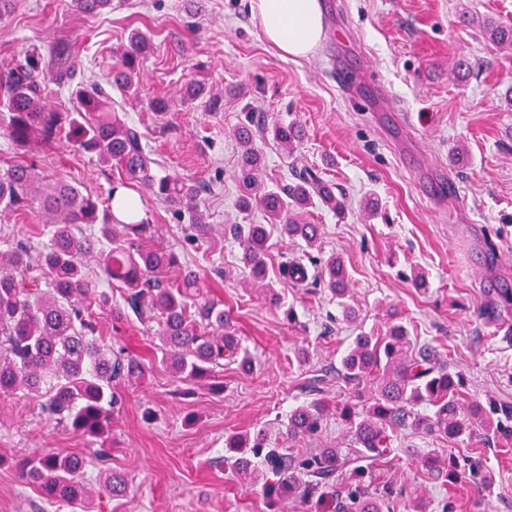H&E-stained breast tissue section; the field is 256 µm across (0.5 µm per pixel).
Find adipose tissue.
Returning <instances> with one entry per match:
<instances>
[{
  "label": "adipose tissue",
  "instance_id": "ef3b65f1",
  "mask_svg": "<svg viewBox=\"0 0 512 512\" xmlns=\"http://www.w3.org/2000/svg\"><path fill=\"white\" fill-rule=\"evenodd\" d=\"M251 11L266 40L282 56L308 57L323 38L320 0H251Z\"/></svg>",
  "mask_w": 512,
  "mask_h": 512
}]
</instances>
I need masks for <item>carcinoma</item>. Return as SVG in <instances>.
Instances as JSON below:
<instances>
[{"mask_svg": "<svg viewBox=\"0 0 512 512\" xmlns=\"http://www.w3.org/2000/svg\"><path fill=\"white\" fill-rule=\"evenodd\" d=\"M73 3L89 14L112 8V0ZM471 22L489 43L512 48L511 25L477 16ZM147 51L145 37L132 31L112 69V85L132 89ZM78 66L71 50L33 48L22 63L0 71L1 139L13 148L70 146L118 174L101 199L75 181L40 176L32 163L0 166V214L36 212L50 220L25 238H0V394L23 391L42 399L57 424L96 443L124 403L118 385L140 382L149 372L142 356L100 336L96 315L107 314L114 322L132 315L143 323L157 319V349L180 396L192 395V384L224 364L244 368L250 359L231 330L224 304L203 292L196 273L172 280L169 272L179 265L178 257L151 244L155 225L149 216H140L128 197L123 205L129 221L115 216L116 191L143 188L174 212L186 242L210 233L196 183L156 173L144 133L112 108L99 85L72 89L69 108L51 104L52 94L71 82ZM272 133L289 151L301 138L295 123L278 124ZM236 135L240 207L258 202L268 223L226 224L224 237L238 244L251 280L262 283L271 228L313 249L320 228L300 222L299 212L318 200L341 214L344 203L335 188L306 170L288 184L265 186L249 126L242 124ZM318 266L324 287L344 299L350 279L342 257H320ZM280 276L293 283L308 280L306 266L296 261L282 265ZM114 288L123 291L125 306L112 303ZM342 370L355 401L336 406V413L349 426L356 456L331 447L300 450L301 442L321 430L327 405L318 397L292 410L274 432L261 427L225 440L234 452L228 461L235 476L263 480L268 502L298 495L316 508L332 506L331 512H386L389 491L379 489V473L390 462L398 430L411 428L453 444L478 429L512 436V407L465 402L460 375L433 350L416 348L401 324L391 325L384 336L356 337ZM414 460L424 473L452 481L479 473L475 464L458 468L443 448H417ZM89 463L87 456L49 449L24 460L20 470L46 506L90 512L83 481Z\"/></svg>", "mask_w": 512, "mask_h": 512, "instance_id": "cac0c4a2", "label": "carcinoma"}]
</instances>
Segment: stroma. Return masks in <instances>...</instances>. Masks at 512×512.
<instances>
[{
    "label": "stroma",
    "mask_w": 512,
    "mask_h": 512,
    "mask_svg": "<svg viewBox=\"0 0 512 512\" xmlns=\"http://www.w3.org/2000/svg\"><path fill=\"white\" fill-rule=\"evenodd\" d=\"M320 2L326 36L297 60L266 41L250 0H114L92 15L72 0H16L14 13L0 20V69L34 46L75 50L77 80L105 88L166 173L204 185L201 206L213 231L201 244H186L169 207L145 190L143 209L157 243L223 300L252 360L247 369L216 370L188 399L175 396L159 364L126 386L107 438L111 455L86 475L92 512H269L259 487L238 483L225 468V438L277 425L311 399L315 383L328 404L347 400L353 389L341 361L355 336L385 335L390 307L461 375L466 400L512 405V346L488 326L492 317L512 323V303L495 294L512 288V50L493 48L460 21L467 11L512 24V0ZM134 29L153 44L136 96L109 83ZM193 79L209 92L188 104L183 91ZM156 97L168 101L166 113L150 110ZM292 120L304 139L289 153L269 130ZM245 122L266 184L309 169L345 194L344 215L320 205L305 218L319 225L323 254L343 257L356 320H346L315 279H280L283 263L308 262L309 254L279 234L267 257L279 305L246 283L240 249L224 236L225 225L263 221L259 208L238 205L233 131ZM458 146L467 151L460 164L452 160ZM26 160L102 196L112 182L95 160L63 147ZM370 196L379 202L373 217L363 208ZM419 268L428 275L424 289L412 283ZM99 325L104 337L120 335L134 351L156 356V328L132 318L116 333L105 314ZM49 448L91 451L86 438L47 417L39 398L0 396V512H41L17 464ZM448 452L481 462L489 486L442 484L404 455L381 476L392 491L391 512H413L418 500L429 512H512V447L480 435ZM113 471L128 478L123 496L105 487Z\"/></svg>",
    "instance_id": "1"
}]
</instances>
